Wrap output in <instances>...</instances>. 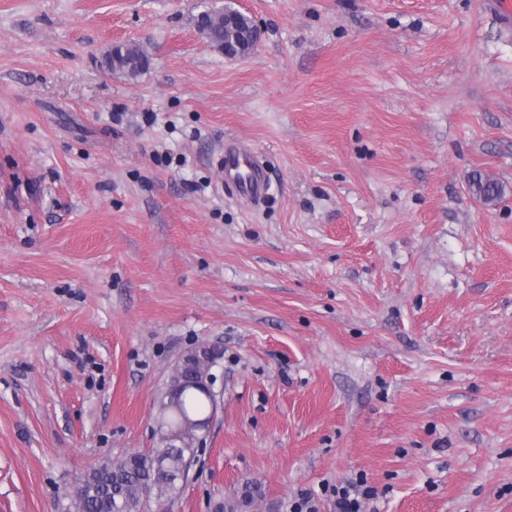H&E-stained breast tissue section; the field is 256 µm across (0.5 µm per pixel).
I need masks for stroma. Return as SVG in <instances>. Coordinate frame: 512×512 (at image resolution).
Returning a JSON list of instances; mask_svg holds the SVG:
<instances>
[{"mask_svg": "<svg viewBox=\"0 0 512 512\" xmlns=\"http://www.w3.org/2000/svg\"><path fill=\"white\" fill-rule=\"evenodd\" d=\"M214 4L0 0V512L151 448L203 343L221 402L171 512L360 480L362 512H512V33L480 0H240L261 41L228 59ZM139 58L136 65H131L130 61ZM149 64V58L144 50L135 44H126L113 51H109L106 56V65L108 70L118 69L130 78L137 77L140 73L146 71ZM236 143H224V183L243 198H261L267 191L265 174L250 154L238 148ZM476 177H472L471 188L474 193L486 203H494L498 201L504 193L503 186L496 180L482 176L477 173ZM260 495V489L257 484L253 482H246L240 492L239 496L234 499L224 500L223 503L217 504L215 512H239L243 507L252 504L254 499Z\"/></svg>", "mask_w": 512, "mask_h": 512, "instance_id": "obj_1", "label": "stroma"}]
</instances>
